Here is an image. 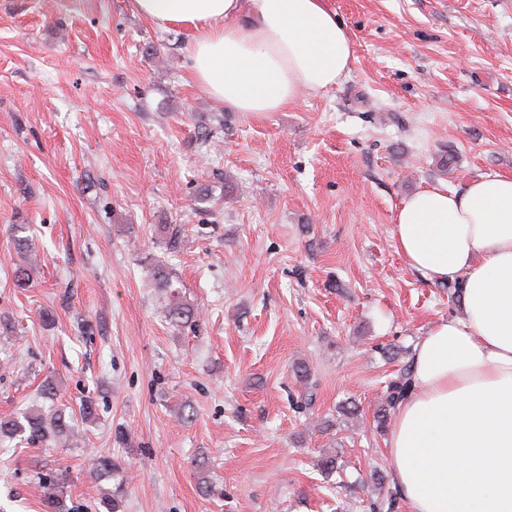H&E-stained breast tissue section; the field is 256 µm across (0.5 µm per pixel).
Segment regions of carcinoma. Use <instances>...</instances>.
Listing matches in <instances>:
<instances>
[{
  "label": "carcinoma",
  "mask_w": 512,
  "mask_h": 512,
  "mask_svg": "<svg viewBox=\"0 0 512 512\" xmlns=\"http://www.w3.org/2000/svg\"><path fill=\"white\" fill-rule=\"evenodd\" d=\"M153 280L158 287L170 290L166 304L167 319L177 326L192 325L198 314L197 305L173 288L170 273L163 266L157 264L154 268ZM411 388V370L406 366L387 385L384 402L377 412L380 424L387 423L390 412L396 409ZM16 436L22 437L30 444L41 446L51 441L56 443L62 438L73 439L76 437L74 415L66 413L63 408H57L47 416L42 411L33 408L28 410L21 419H0V439ZM97 467L101 472L116 480L114 491L103 494L97 502V512H119L128 480L126 468L118 461L106 456L97 459ZM63 484L64 478L62 477L44 484L41 512H68L64 502Z\"/></svg>",
  "instance_id": "carcinoma-1"
}]
</instances>
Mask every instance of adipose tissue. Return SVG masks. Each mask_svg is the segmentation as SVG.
<instances>
[{
  "label": "adipose tissue",
  "mask_w": 512,
  "mask_h": 512,
  "mask_svg": "<svg viewBox=\"0 0 512 512\" xmlns=\"http://www.w3.org/2000/svg\"><path fill=\"white\" fill-rule=\"evenodd\" d=\"M158 28L193 30V77L236 112H278L348 72L353 43L327 0H133ZM394 240L426 281L460 285L463 316L413 347L389 440L407 512H512V175L423 189Z\"/></svg>",
  "instance_id": "adipose-tissue-1"
}]
</instances>
